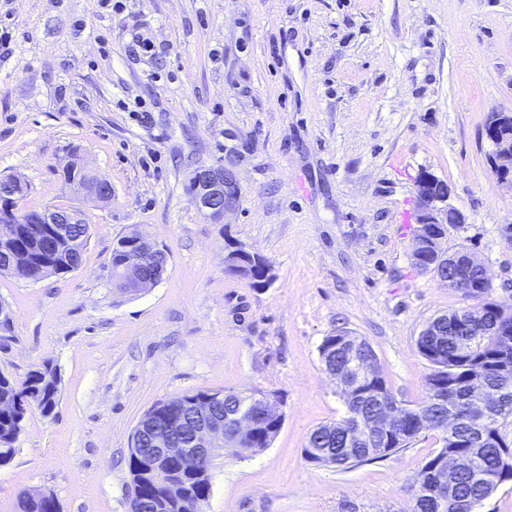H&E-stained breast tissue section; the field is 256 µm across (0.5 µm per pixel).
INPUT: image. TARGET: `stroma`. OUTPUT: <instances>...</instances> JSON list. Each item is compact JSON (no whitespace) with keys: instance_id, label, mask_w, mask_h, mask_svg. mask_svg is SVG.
Returning a JSON list of instances; mask_svg holds the SVG:
<instances>
[{"instance_id":"stroma-1","label":"stroma","mask_w":512,"mask_h":512,"mask_svg":"<svg viewBox=\"0 0 512 512\" xmlns=\"http://www.w3.org/2000/svg\"><path fill=\"white\" fill-rule=\"evenodd\" d=\"M0 35V177L26 182L18 212L74 204L71 154L112 184L84 206L78 269L0 272V372L21 382L47 360L61 378L53 414L31 410L0 466V512L28 490L59 512H130L134 427L198 389L265 394L282 416L268 448L213 460L204 512H410L441 431L372 464L310 462L309 434L347 412L320 346L350 331L398 401L424 399L419 333L465 304L411 260L425 172L468 218L446 248L512 310V187L483 134L512 107V0H0ZM226 162L241 200L213 224L187 186ZM133 234L166 255L138 295L112 285ZM230 239L269 283L228 269Z\"/></svg>"}]
</instances>
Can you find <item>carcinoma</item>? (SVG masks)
I'll use <instances>...</instances> for the list:
<instances>
[{
	"label": "carcinoma",
	"instance_id": "carcinoma-1",
	"mask_svg": "<svg viewBox=\"0 0 512 512\" xmlns=\"http://www.w3.org/2000/svg\"><path fill=\"white\" fill-rule=\"evenodd\" d=\"M47 225L21 224L11 245L0 247V271L28 280L38 281L51 275L67 274L77 269L89 238V225L70 226L69 239H60L50 251L45 250ZM27 250L31 264L23 271H15L7 262L10 247ZM491 285L481 282L473 285L471 299L475 303L448 312V323L442 327L441 336H421L417 339L418 352L431 363L432 372L426 378L425 399L416 407L400 408L391 441H380L369 448L349 442L350 426L377 413L382 398H394L381 371H375L374 381L352 388L354 396L346 400L348 416L335 423L334 428L323 424V431L313 430L306 447L327 448L323 457L305 452L306 458L315 463L338 467H353L379 460L410 444L420 433V419L425 418L429 427L445 432L441 446L422 465L413 494L412 512H432L431 497L434 492L430 473L434 462L443 454L456 456L471 463L456 478L454 489L448 491L446 512H463L467 501L489 496L494 489L512 478V446H502L503 428L512 418V335L501 336L505 328L512 329V314L489 300ZM448 383L457 395L454 404V431L448 433V408L436 399V389ZM60 377L57 368L49 361L31 370L18 384L0 372V398L14 401V409L0 411V465L9 463L16 453V443L23 430L29 410L36 408L43 415L53 413L58 399ZM484 404L506 417L500 424H493L480 434L472 421L470 410L474 404ZM260 434L242 444V448L257 453L265 449V436L272 426L260 419ZM128 470L131 487L149 498L162 497L172 501L182 496L189 485L200 503L207 502L211 491L208 471L187 475L161 488L144 476L135 453H129ZM18 512H58L52 494L39 491L23 492L18 497Z\"/></svg>",
	"mask_w": 512,
	"mask_h": 512
}]
</instances>
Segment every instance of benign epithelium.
<instances>
[{"label": "benign epithelium", "instance_id": "obj_1", "mask_svg": "<svg viewBox=\"0 0 512 512\" xmlns=\"http://www.w3.org/2000/svg\"><path fill=\"white\" fill-rule=\"evenodd\" d=\"M484 135L491 144L488 162L497 183L512 187V109L493 110L488 113L484 126ZM80 167L92 174L93 184L87 185L80 180H71L68 185L76 194L90 197L99 202L112 201V184L93 174V170L71 157L63 164V168ZM5 183L6 190H0V241L7 240L11 234L13 224H50L54 231L53 239L66 235V225L81 224L85 219L83 209L77 205L66 208L55 206L37 211L34 216L23 217L14 215L15 190L24 186V182L17 177L0 180ZM419 217L418 230L415 237V249L419 255L414 260L421 259V255L428 249L432 250L431 260L433 270L440 282L448 285L450 279L440 273L443 267L463 264L476 270L484 269L473 256L465 251L449 253L442 248L444 236L438 231H447L450 226H458L467 221L462 210L450 202L451 188L448 182L432 174H424L417 181ZM188 191L191 202L196 209L207 219L218 223L224 219V214L233 210L240 202L241 191L232 167L213 166L197 169L189 180ZM231 251L227 261L229 269L248 276L261 271V281L271 280L270 269L266 263L235 243H229ZM123 250L129 255L123 257L116 267L112 268V283L126 286L125 294H136V291L154 287L162 278L164 268L159 271L147 267L151 257L158 247L152 241L139 235L126 237ZM377 359L375 352H369L366 360L352 358L348 373L343 374L326 369V373L336 381L339 389H348L347 383L351 381V373H356V380L371 376L375 372ZM213 399H188L182 401V408L190 410L191 432L182 442H176L170 436L167 426L161 423L153 414L143 416L134 431L131 447L140 448L144 441H149L152 447L147 449V456L154 463L153 473L157 479L162 480L169 476L165 463L175 458L180 468L186 472L201 470L227 447L229 428H238L240 432L255 431L257 424L254 415L245 416L242 409L231 408L220 416L210 410ZM246 406L253 407V411L260 416L282 423L281 416L275 411L270 399L265 395H253L243 401ZM395 406H383L377 416L368 420L367 424L355 433V440L367 443L375 434H389L395 423ZM463 462L441 460L434 472L436 482V499L440 512H445L448 502V487L451 486L455 472Z\"/></svg>", "mask_w": 512, "mask_h": 512}]
</instances>
